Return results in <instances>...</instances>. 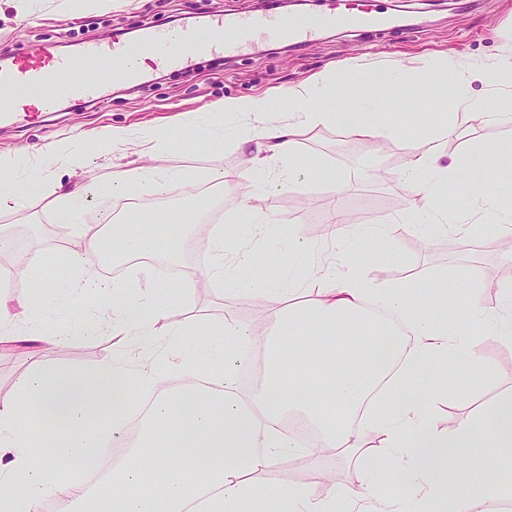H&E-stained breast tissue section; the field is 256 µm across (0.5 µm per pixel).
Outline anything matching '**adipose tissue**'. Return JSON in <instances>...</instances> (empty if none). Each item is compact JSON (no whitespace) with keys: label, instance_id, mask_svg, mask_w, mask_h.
<instances>
[{"label":"adipose tissue","instance_id":"1","mask_svg":"<svg viewBox=\"0 0 512 512\" xmlns=\"http://www.w3.org/2000/svg\"><path fill=\"white\" fill-rule=\"evenodd\" d=\"M508 74L512 55L506 53L489 70L452 57L428 56L410 68L406 81L453 79L451 113L462 112L484 124H511V91L483 100L470 93L474 80L490 84ZM337 93L335 85L318 79L282 89L278 98L290 120L279 126L267 122L269 97L220 104V111L246 115L254 139L266 146V155L251 159L263 171L258 194L280 182L269 169L270 156L287 162L289 176H303L296 163L298 139L318 128L344 123L353 135L371 140L398 135V126L384 113L363 108L360 83L341 91L359 103L352 121L329 107ZM447 135L444 124L424 135L408 162L411 190L428 199L414 221L428 228L456 223L457 216L430 204L432 188L419 180V173H456L462 196L471 192L466 158L442 162ZM138 146L142 164L114 170L106 193L126 196L147 185L162 196L171 182L190 179V172L166 173L152 165L161 148L153 132L141 131ZM88 192L84 183H56V222L80 223ZM473 216V223L461 226L465 238L488 234L497 239L512 229V210L502 209L497 196L483 198ZM185 228L170 213L152 209L137 223L113 225L112 234L127 258L158 252L163 245L177 252ZM101 246L99 234L86 236L82 252L74 256L84 272L69 286L76 293H111L113 331L142 344L159 333L168 286L155 284L141 297L112 290L93 262ZM213 248L215 256L202 275L223 278L228 260L250 269V277L237 280L234 291L273 303L269 332L258 335L228 319L210 327L208 349L185 343L173 350L157 346L158 360L176 358L184 366L208 367L207 387L189 384L174 394L161 388L158 361L136 364L125 357L90 374L43 368L22 377L0 397V499L11 512H40L46 499L55 497L91 512V503L103 493L112 500V512H245L250 505L269 506L270 512H487L490 504L512 500V390L445 433L434 428L429 415L439 374L470 375L478 368L473 352L477 337L512 340L511 285L502 288L493 309L445 282L397 281L372 288L357 267L338 265L334 256L326 264L304 268L311 243L297 233L292 250L301 264L299 290L306 299L284 308V291L265 270L262 251L245 249L240 236L219 230ZM459 311L465 314L461 323L455 319ZM310 324L320 326L323 337L309 361L302 332ZM283 327L288 335H280ZM258 354L264 359L263 381L251 393L240 394L238 372ZM139 391L152 399L148 412L135 402ZM133 412L143 418L132 442L127 423ZM291 417L311 426L313 442L283 430V421ZM370 433L394 478L375 466L364 470L356 488L284 485L273 476L282 460L313 458L323 450L343 459L362 457ZM109 444L123 448L125 455L113 468L106 492L82 481L55 479V459L96 460ZM149 470L162 477L161 492L147 489Z\"/></svg>","mask_w":512,"mask_h":512}]
</instances>
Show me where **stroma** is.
Listing matches in <instances>:
<instances>
[{"label": "stroma", "mask_w": 512, "mask_h": 512, "mask_svg": "<svg viewBox=\"0 0 512 512\" xmlns=\"http://www.w3.org/2000/svg\"><path fill=\"white\" fill-rule=\"evenodd\" d=\"M28 2L29 15L23 19L13 0H0V53L15 59L24 54L76 52L92 42L126 41L148 29L170 28L173 17L180 15L191 25L215 15L272 11L267 0H112L111 10L105 13L83 12L76 0ZM398 10V0H372L368 24L332 27L312 42L287 49L276 42L267 43L257 51L217 62L205 57L188 71L153 65L150 81L135 87L110 85L99 102L66 104L60 111L47 113L43 121L20 128L0 124V155H25V164L12 174L16 180L39 173L50 182L76 178L102 186L108 183L112 166L138 161L139 129H157L168 141L159 154L161 168H191L210 182L224 177L228 185L222 202L224 229L231 233L236 225L248 223L242 202L254 192L261 175L251 168L256 147L248 141L249 124L244 117L223 114V139L204 145L210 128L205 115L210 108L230 98L271 94L316 75L341 89L371 72L382 78L371 90V103L387 112L401 133L375 146L352 138L345 126L331 125L300 139L297 155L311 168V175L281 182L262 205L264 212L279 218L265 235L264 249L272 273L282 287H295L289 253L296 232L313 241V260L325 259L323 226L337 210L343 217L338 226L343 236L357 227H389L387 245L366 237L342 257L346 263L362 262L363 277L371 287L391 281L430 283L446 278L462 293L478 291L482 303L494 308L502 287L512 284V261L503 259L498 244H469L452 227L428 235L413 222L425 200L408 186L406 162L422 131L447 113L453 91L448 86L397 88L386 82L385 76L404 71L411 60L424 55L457 56L472 63L493 59L503 48L512 47V0H428L420 7L416 26L408 28L391 22V15ZM105 127L126 130V140L114 147L110 158L90 155L78 175H71L63 159L51 160L45 155L49 147L62 142L78 139L90 144L94 134ZM444 152L448 162L458 154H469L472 171L479 176L476 190L493 192L497 167L512 164V123L484 125L457 114ZM323 167L335 170L336 181L321 177ZM49 202L45 195L30 197L16 212L0 215V225H11L26 250L42 251L63 271V280L53 285L54 307L34 309L32 318L63 332L65 338L49 349L36 343L0 348L2 393L11 391L17 379L37 365L90 373L112 358L137 354L124 336L76 335L79 323L86 319L104 328L111 326L112 297L106 293L75 295L68 288V281L83 273L70 261L83 247L82 226L68 227L70 245L57 244ZM470 266L481 271L479 286H471L464 277ZM247 274V269L240 267L208 287L189 280L178 285L161 329L174 331L199 320L205 325L220 324L228 317L255 329L264 327L263 307L232 291L235 280ZM475 355L482 371L467 387L453 388L448 378L436 382L438 393L430 415L439 430L465 421L472 409L512 386V343L486 336L476 345ZM275 476L285 484H317L330 479L338 485L355 486L362 470L358 463L331 457L316 466L296 459L280 464Z\"/></svg>", "instance_id": "obj_1"}]
</instances>
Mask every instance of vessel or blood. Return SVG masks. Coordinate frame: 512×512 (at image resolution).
<instances>
[{
    "label": "vessel or blood",
    "instance_id": "b4317fda",
    "mask_svg": "<svg viewBox=\"0 0 512 512\" xmlns=\"http://www.w3.org/2000/svg\"><path fill=\"white\" fill-rule=\"evenodd\" d=\"M336 17L313 20L302 17L211 18L195 28L148 30L139 44L124 41L88 44L81 58L58 56L49 62L24 59L0 68V123H20L29 118L30 105L16 101V91L36 97L42 112L53 111L68 101L91 103L102 99L107 87L99 76L102 63H110L111 75L122 82L141 80L133 65L137 47L153 50L171 66L186 67L193 59L233 53L252 45L257 38L295 39L316 37L323 28L336 24Z\"/></svg>",
    "mask_w": 512,
    "mask_h": 512
}]
</instances>
